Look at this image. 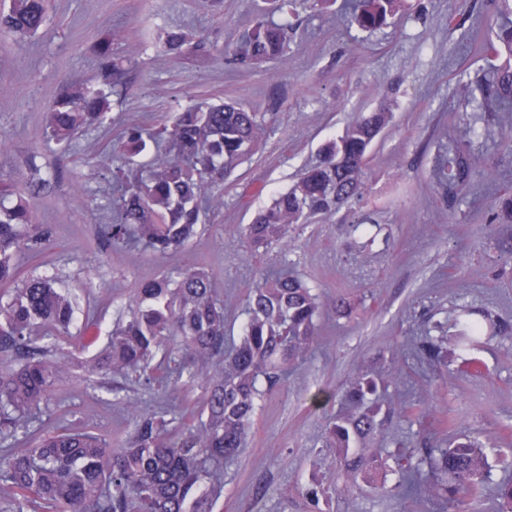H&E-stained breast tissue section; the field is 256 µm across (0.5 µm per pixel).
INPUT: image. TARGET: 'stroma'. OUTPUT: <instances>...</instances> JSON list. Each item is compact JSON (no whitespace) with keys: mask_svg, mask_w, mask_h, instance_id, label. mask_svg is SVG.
I'll return each mask as SVG.
<instances>
[{"mask_svg":"<svg viewBox=\"0 0 512 512\" xmlns=\"http://www.w3.org/2000/svg\"><path fill=\"white\" fill-rule=\"evenodd\" d=\"M490 0H408L390 26L366 33L339 0H49L48 19L23 39L0 32V181L33 196L47 249L26 255L22 273L53 274L77 298V324L65 352L81 355L86 314L110 322L144 280L189 265L210 276L224 306L228 334L238 335L245 301L262 273L286 268L318 289L323 307L316 344L274 393L264 397L249 442L224 468L214 512H436L383 486L328 480L333 452L324 446L347 375L363 367L379 380L388 443L414 448L462 435L485 440L489 482L512 481V144L501 131L512 112L478 111L458 94L488 61L467 38L472 21L490 15ZM265 17L288 29L285 56L257 68L230 64L239 32ZM184 33L192 52L170 55L167 32ZM112 39L125 72L109 118L79 133L67 152L43 138L44 114L76 84L96 83L101 68L90 47ZM232 98L266 122L262 152L239 167L220 192L221 208L186 250L154 255L107 246L98 235L116 192L120 139L132 125L159 126L187 105ZM386 109L390 123L374 144L362 197L335 216L294 225L287 249L246 254L241 230L353 117ZM462 146L474 162L456 192L432 177L435 157ZM348 311L337 312L336 298ZM485 314L495 336L426 365L414 339L454 333L460 308ZM142 404L197 412L202 384L149 392L131 384ZM330 394L313 407L317 393ZM86 383L57 387L41 428H86L120 446L132 426L122 405ZM319 488L318 505L305 497Z\"/></svg>","mask_w":512,"mask_h":512,"instance_id":"obj_1","label":"stroma"}]
</instances>
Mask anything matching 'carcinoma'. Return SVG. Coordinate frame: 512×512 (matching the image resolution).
<instances>
[{
    "instance_id": "cac0c4a2",
    "label": "carcinoma",
    "mask_w": 512,
    "mask_h": 512,
    "mask_svg": "<svg viewBox=\"0 0 512 512\" xmlns=\"http://www.w3.org/2000/svg\"><path fill=\"white\" fill-rule=\"evenodd\" d=\"M406 0H352L353 22L364 32L391 23ZM495 35L480 28L473 37L492 52V63L466 82L467 102L482 112L512 104V0H492ZM46 22V0H9L0 6V28L15 35L37 33ZM285 27L258 19L244 28L232 61L253 67L280 56ZM167 50L182 54L185 35L171 33ZM102 66L98 85H82L57 98L45 112L47 142L63 150L84 128L103 123L110 96L123 91L111 42L93 45ZM390 113L358 114L329 142L320 161L305 168L287 190L274 196L244 229L255 252L278 245L288 251L293 224L328 216L361 194L371 147ZM265 135L263 121L234 100L204 102L171 114L156 131H127L124 147L134 157L156 145L135 174L112 170L122 188L111 222L99 226L110 243L157 255L181 249L203 226L206 211L222 204L215 188L248 160ZM472 163L458 146L437 159L435 175L455 189L469 183ZM34 203L0 187V512H213L224 488V465L233 462L250 437L263 397L275 390L308 354L318 336L321 302L315 289L284 270L262 275L246 303L238 339L227 338L224 307L208 274L188 266L177 276L144 281L104 332L99 351L85 359L84 375L58 351L57 336L70 331L77 302L49 275L19 278L17 257L46 248L47 235L33 224ZM453 345L464 350L495 333L488 317L462 311ZM446 336H427L420 352L432 362ZM112 392L126 405L132 431L118 448L90 431L39 435L40 418L63 382H86ZM120 380L144 389L205 385L197 417L190 423L167 407L145 409L120 395ZM377 382L361 367L342 386L343 412L328 423L325 446L348 481L378 488L374 477L390 457L397 466L395 488L438 509H462L485 494L486 457L471 439L450 447L369 448L384 429ZM497 512H512V483L496 487Z\"/></svg>"
}]
</instances>
